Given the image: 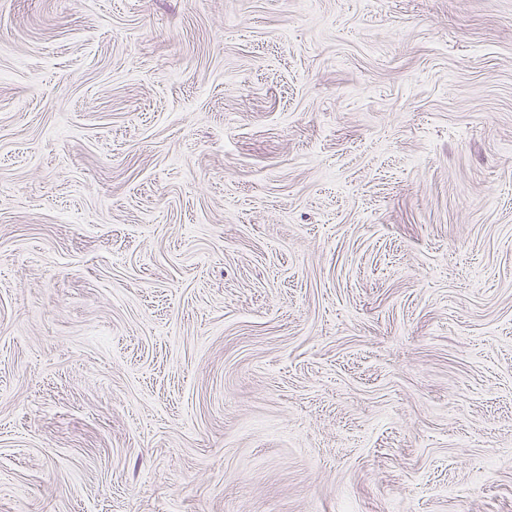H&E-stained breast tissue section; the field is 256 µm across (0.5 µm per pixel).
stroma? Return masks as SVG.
Returning a JSON list of instances; mask_svg holds the SVG:
<instances>
[{
    "mask_svg": "<svg viewBox=\"0 0 512 512\" xmlns=\"http://www.w3.org/2000/svg\"><path fill=\"white\" fill-rule=\"evenodd\" d=\"M0 512H512V0H0Z\"/></svg>",
    "mask_w": 512,
    "mask_h": 512,
    "instance_id": "35a3bbf8",
    "label": "stroma"
}]
</instances>
